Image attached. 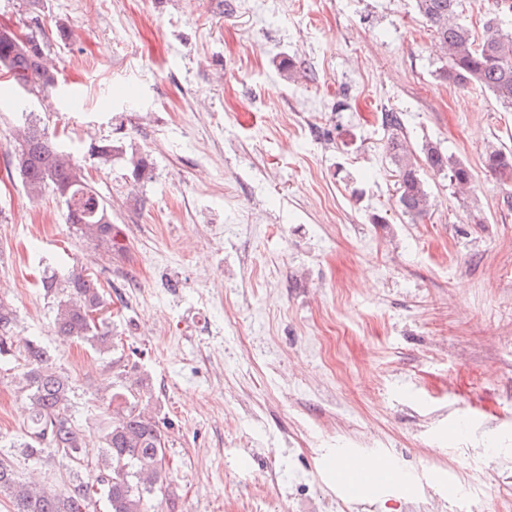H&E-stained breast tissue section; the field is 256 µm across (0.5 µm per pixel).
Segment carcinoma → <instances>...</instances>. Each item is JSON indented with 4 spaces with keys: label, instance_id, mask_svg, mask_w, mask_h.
I'll return each instance as SVG.
<instances>
[{
    "label": "carcinoma",
    "instance_id": "cac0c4a2",
    "mask_svg": "<svg viewBox=\"0 0 512 512\" xmlns=\"http://www.w3.org/2000/svg\"><path fill=\"white\" fill-rule=\"evenodd\" d=\"M415 2L448 59L438 77L462 90H487L496 101L512 108V29L503 26L504 19L512 18V0H495L479 41L460 20L461 0ZM0 70L30 93L46 96L58 84V71L47 58L44 39L30 33L18 41L0 32ZM381 120L388 131L387 154L399 176L398 204L404 215L416 221L426 217L432 207L423 166L447 176L459 195L476 191V176L464 161L427 142L420 149L421 166L399 136V113L384 112ZM121 150L120 142L92 138L87 144V153L104 161ZM132 166L134 181L152 178L147 158H132ZM483 167L501 182L512 180V152L488 146ZM8 175L17 178L33 198L47 190L54 192L66 207L67 223L77 236L109 255L125 251L108 203L91 189L85 172L46 127L28 119L16 126ZM42 288L57 299L53 328L62 340L86 341L99 353L118 347L107 318H92V313L106 307L96 274L85 268L63 278L52 274L43 278ZM16 325V311L0 297V358L18 354L24 361L20 384L31 409L26 454L38 459L55 452L79 465L85 434L69 415L71 383L57 372L53 355L41 342L31 340L22 350H15L11 333ZM148 393L149 383L143 377L127 379L112 389V426L102 437L101 459L94 474L76 476L64 496L18 481L11 465L0 460V494L11 497L13 512H98L101 501L104 512H159L163 508L176 512L164 461L165 425L157 413L142 405Z\"/></svg>",
    "mask_w": 512,
    "mask_h": 512
}]
</instances>
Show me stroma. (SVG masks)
<instances>
[{
    "mask_svg": "<svg viewBox=\"0 0 512 512\" xmlns=\"http://www.w3.org/2000/svg\"><path fill=\"white\" fill-rule=\"evenodd\" d=\"M1 23L44 37L59 83L0 107V297L16 345L40 341L72 382L83 464L112 424L104 384L144 374L177 512H242L260 492L266 512H323L331 494L343 512H512V209L482 168L488 145L512 151V110L440 81L415 0H0ZM387 110L413 149L466 162L475 197L429 173L431 214L404 216ZM25 112L110 205L123 255L100 258L52 192L7 178ZM93 136L123 153L90 157ZM81 266L117 314L112 353L51 329L40 278ZM20 370L0 360V458L67 493L73 466L22 448ZM348 456L388 457L401 486H336Z\"/></svg>",
    "mask_w": 512,
    "mask_h": 512,
    "instance_id": "stroma-1",
    "label": "stroma"
}]
</instances>
